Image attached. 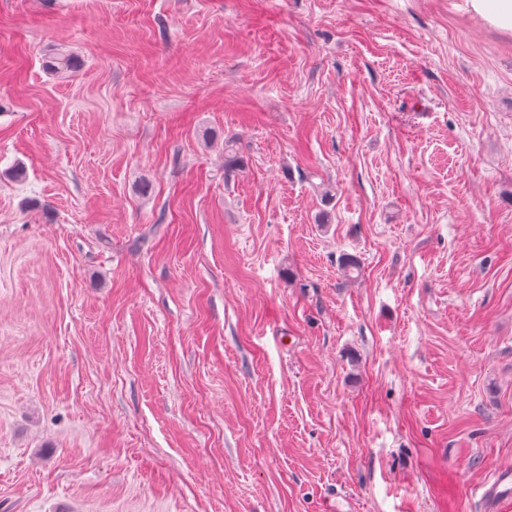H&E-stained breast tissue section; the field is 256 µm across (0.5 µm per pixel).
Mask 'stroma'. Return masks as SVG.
Returning <instances> with one entry per match:
<instances>
[{"instance_id":"obj_1","label":"stroma","mask_w":512,"mask_h":512,"mask_svg":"<svg viewBox=\"0 0 512 512\" xmlns=\"http://www.w3.org/2000/svg\"><path fill=\"white\" fill-rule=\"evenodd\" d=\"M504 469L511 34L0 0V512H486ZM42 66L50 73H67L74 71L76 60L69 53L51 49L42 57Z\"/></svg>"}]
</instances>
